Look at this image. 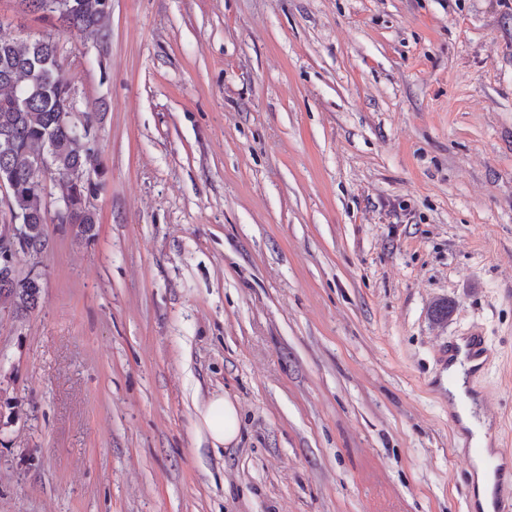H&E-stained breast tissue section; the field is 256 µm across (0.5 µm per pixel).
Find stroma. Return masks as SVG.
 <instances>
[{"label": "stroma", "instance_id": "1", "mask_svg": "<svg viewBox=\"0 0 512 512\" xmlns=\"http://www.w3.org/2000/svg\"><path fill=\"white\" fill-rule=\"evenodd\" d=\"M0 22L104 101L106 167L94 237L48 222L40 308L0 311V512H475L442 348L482 328L512 462V0ZM198 414V430L206 434L213 445H229L239 437L238 408L229 398L212 397Z\"/></svg>", "mask_w": 512, "mask_h": 512}]
</instances>
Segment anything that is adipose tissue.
I'll use <instances>...</instances> for the list:
<instances>
[{"label": "adipose tissue", "instance_id": "obj_1", "mask_svg": "<svg viewBox=\"0 0 512 512\" xmlns=\"http://www.w3.org/2000/svg\"><path fill=\"white\" fill-rule=\"evenodd\" d=\"M453 392L460 413L461 424L470 429L472 445L481 447L482 453L474 459L475 471L471 478L472 501L478 512H492L495 490L494 470L489 464L490 451L486 446V431L476 426L470 414L471 398L462 384H455ZM198 429L216 445H228L235 442L240 433L239 412L236 404L223 396L212 397L198 411Z\"/></svg>", "mask_w": 512, "mask_h": 512}]
</instances>
